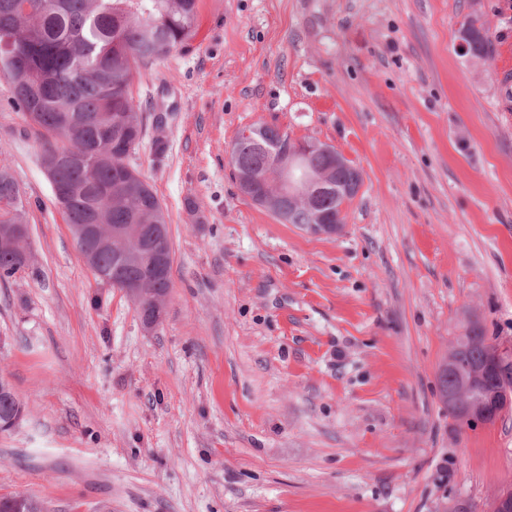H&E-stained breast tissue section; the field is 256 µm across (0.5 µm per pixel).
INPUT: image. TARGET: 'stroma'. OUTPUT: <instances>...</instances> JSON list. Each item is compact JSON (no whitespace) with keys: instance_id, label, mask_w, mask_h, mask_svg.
Instances as JSON below:
<instances>
[{"instance_id":"1","label":"stroma","mask_w":512,"mask_h":512,"mask_svg":"<svg viewBox=\"0 0 512 512\" xmlns=\"http://www.w3.org/2000/svg\"><path fill=\"white\" fill-rule=\"evenodd\" d=\"M475 22L485 58L460 52ZM512 0H199L139 68L127 164L170 225L163 323L84 263L0 77V166L39 277L0 283V495L44 512H488L512 410L463 426L439 372L472 321L512 347ZM334 146L362 175L340 232L243 195L250 127ZM163 152H156V142ZM24 415V406L12 389L2 391L0 388V423L12 422L18 426Z\"/></svg>"}]
</instances>
